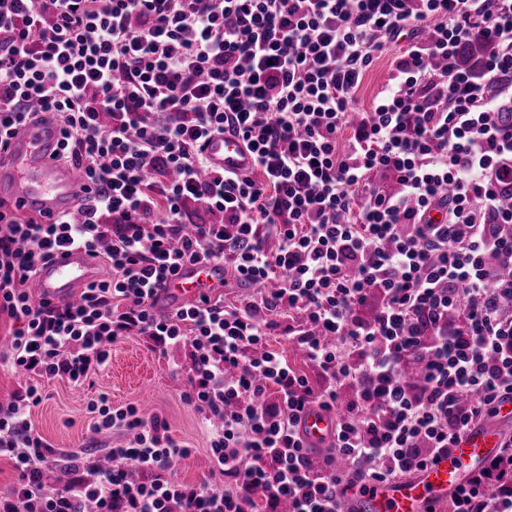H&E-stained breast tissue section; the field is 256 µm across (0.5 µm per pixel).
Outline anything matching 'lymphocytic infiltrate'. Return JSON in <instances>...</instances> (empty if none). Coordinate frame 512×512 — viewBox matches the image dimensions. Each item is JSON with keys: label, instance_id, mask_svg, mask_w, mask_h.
Segmentation results:
<instances>
[{"label": "lymphocytic infiltrate", "instance_id": "obj_1", "mask_svg": "<svg viewBox=\"0 0 512 512\" xmlns=\"http://www.w3.org/2000/svg\"><path fill=\"white\" fill-rule=\"evenodd\" d=\"M402 37L359 109L375 52ZM476 41L494 47L480 77L459 63ZM511 96L512 0H0V152L51 112L57 161L85 179L78 216L51 224L0 202V359L79 386L117 341L188 348L182 399L224 479L182 481L190 449L103 394L93 433H129L109 466L58 452L31 385L0 405L16 473L0 512H341L336 460L354 487L400 478L495 415L512 398ZM224 133L249 173H209ZM71 247L107 276L73 305L33 300ZM203 257L254 293L156 315L153 288ZM277 330L320 384L269 350ZM314 405L336 414L318 466L299 432ZM59 466L70 478L48 488ZM451 506L512 512V436Z\"/></svg>", "mask_w": 512, "mask_h": 512}]
</instances>
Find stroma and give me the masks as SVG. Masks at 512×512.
I'll return each mask as SVG.
<instances>
[{
  "mask_svg": "<svg viewBox=\"0 0 512 512\" xmlns=\"http://www.w3.org/2000/svg\"><path fill=\"white\" fill-rule=\"evenodd\" d=\"M188 367L185 351L162 355L152 351L143 338L117 342L107 366L90 383L76 388L62 380L42 381V400L30 412L32 426L46 442L67 452L119 444L124 433L96 436L89 430L93 415L88 404L104 393L113 407L132 404L143 418L166 420L172 437L193 449L178 465L180 477L187 481L209 478L211 465L201 417L181 399Z\"/></svg>",
  "mask_w": 512,
  "mask_h": 512,
  "instance_id": "stroma-1",
  "label": "stroma"
}]
</instances>
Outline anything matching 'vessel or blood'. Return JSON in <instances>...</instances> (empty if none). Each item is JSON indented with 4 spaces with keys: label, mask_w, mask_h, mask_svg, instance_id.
<instances>
[{
    "label": "vessel or blood",
    "mask_w": 512,
    "mask_h": 512,
    "mask_svg": "<svg viewBox=\"0 0 512 512\" xmlns=\"http://www.w3.org/2000/svg\"><path fill=\"white\" fill-rule=\"evenodd\" d=\"M59 150V125L53 114L43 112L25 123L0 153V198L44 224L74 211L82 182L78 169L56 162ZM206 154L217 172L244 173L253 165L252 154L231 134L211 138ZM95 275V257L79 248L62 249L38 269L34 288L38 297L51 303L72 304ZM224 279L223 264L203 259L187 262L154 288L149 302L162 313L213 302L224 290ZM335 428V415L317 408L301 419L302 435L315 448L326 447ZM499 447L493 425L472 427L448 454L413 476L372 484L364 492L347 490L342 496L343 512H435L440 502L497 455Z\"/></svg>",
    "instance_id": "1"
}]
</instances>
